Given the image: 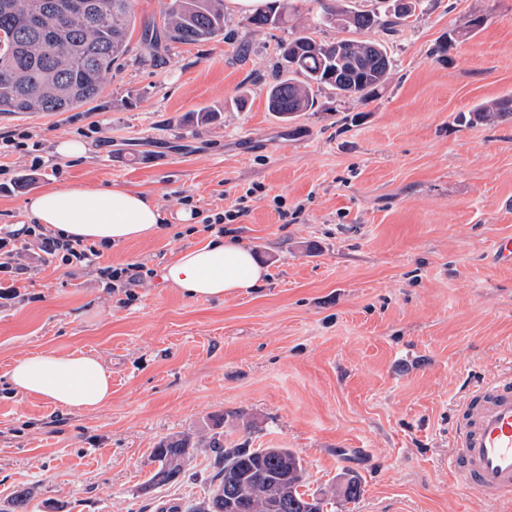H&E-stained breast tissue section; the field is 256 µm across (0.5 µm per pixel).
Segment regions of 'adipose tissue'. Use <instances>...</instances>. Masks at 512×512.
Returning a JSON list of instances; mask_svg holds the SVG:
<instances>
[{"label": "adipose tissue", "instance_id": "adipose-tissue-1", "mask_svg": "<svg viewBox=\"0 0 512 512\" xmlns=\"http://www.w3.org/2000/svg\"><path fill=\"white\" fill-rule=\"evenodd\" d=\"M36 223L63 236L117 245L154 235L163 216L158 204L134 189L59 183L28 199ZM265 274L247 247L221 240L183 249L162 271L169 286L191 298L220 300L256 287ZM9 380L20 394L71 412H88L112 400V375L95 356L41 352L15 360Z\"/></svg>", "mask_w": 512, "mask_h": 512}]
</instances>
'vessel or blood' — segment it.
<instances>
[{
    "label": "vessel or blood",
    "mask_w": 512,
    "mask_h": 512,
    "mask_svg": "<svg viewBox=\"0 0 512 512\" xmlns=\"http://www.w3.org/2000/svg\"><path fill=\"white\" fill-rule=\"evenodd\" d=\"M448 473L457 487L512 505V375L474 386L455 427Z\"/></svg>",
    "instance_id": "vessel-or-blood-1"
}]
</instances>
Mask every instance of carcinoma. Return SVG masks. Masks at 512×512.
<instances>
[{
    "label": "carcinoma",
    "instance_id": "carcinoma-1",
    "mask_svg": "<svg viewBox=\"0 0 512 512\" xmlns=\"http://www.w3.org/2000/svg\"><path fill=\"white\" fill-rule=\"evenodd\" d=\"M53 0H0V114L71 112L93 103L112 67L129 52V32L135 26L132 0H78L85 13L60 15L48 8ZM321 13L314 26L336 24L354 31L374 27L394 32L408 24L419 0L407 9L379 13L349 9L344 0H316ZM294 13L292 0H271L245 19L248 27H284ZM224 35V0H170L160 22L142 26L141 56L153 60L168 43L193 45ZM286 77L270 85L267 108L291 122L312 109L316 90L327 86L344 97L372 99L388 81L392 59L384 44L343 38L317 41L304 31L282 46ZM459 119L470 124L496 125L512 120V97L478 105ZM199 442L189 436L161 441L153 450L159 463L153 484L174 480L180 461ZM224 466L217 484L202 505L187 512H265L275 497L282 512H323L325 501L308 498L302 490L305 472L299 456L288 448L224 447L213 438ZM248 487L245 504L234 490Z\"/></svg>",
    "mask_w": 512,
    "mask_h": 512
}]
</instances>
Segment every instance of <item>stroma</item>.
<instances>
[{
  "label": "stroma",
  "mask_w": 512,
  "mask_h": 512,
  "mask_svg": "<svg viewBox=\"0 0 512 512\" xmlns=\"http://www.w3.org/2000/svg\"><path fill=\"white\" fill-rule=\"evenodd\" d=\"M487 15L468 40L448 32ZM224 4V38L130 49L98 100L72 112L0 115V228L28 223L32 194L62 181L149 194L167 223L104 252L155 271L135 289L95 269L46 264L31 245L15 296L0 299V512H162L202 501L220 469L190 449L174 482L150 485L162 439L288 448L327 512H501L448 475L452 416L478 382L512 372V121L459 113L512 96V0H423L409 25L361 32L394 66L370 102L318 91L295 121L268 112L287 28H249ZM444 53L434 54L439 43ZM221 111L200 126L189 113ZM84 142L81 158L55 153ZM244 214L224 236L267 268L221 300L168 287L162 268L211 241L204 217ZM195 212L193 221L184 213ZM196 233H189V226ZM83 352L112 374V401L69 413L15 393L13 361ZM361 481L348 501L337 489Z\"/></svg>",
  "instance_id": "obj_1"
}]
</instances>
